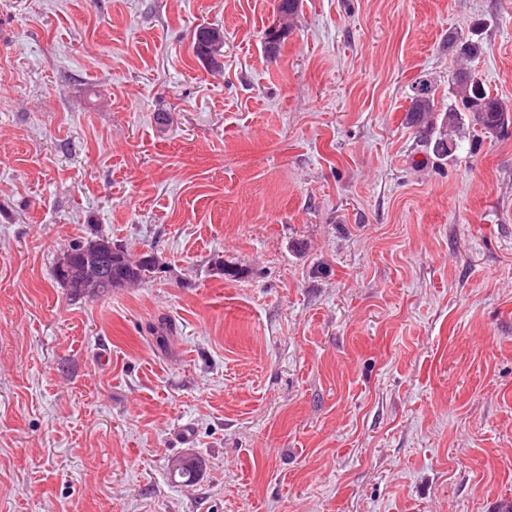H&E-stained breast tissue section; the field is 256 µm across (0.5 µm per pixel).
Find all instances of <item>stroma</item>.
Returning <instances> with one entry per match:
<instances>
[{
    "mask_svg": "<svg viewBox=\"0 0 512 512\" xmlns=\"http://www.w3.org/2000/svg\"><path fill=\"white\" fill-rule=\"evenodd\" d=\"M278 2L0 0V512L512 503V133L403 122L474 25L512 103V0ZM96 236L163 273L72 296ZM278 6V26L277 29L270 32L266 31L264 46L268 54L277 55L281 48V39L287 29H290L293 20L298 15V11L302 7V0H281ZM198 30L194 36L196 56L212 63L217 62L218 58L223 56L224 39L221 31L216 28H201Z\"/></svg>",
    "mask_w": 512,
    "mask_h": 512,
    "instance_id": "35a3bbf8",
    "label": "stroma"
}]
</instances>
